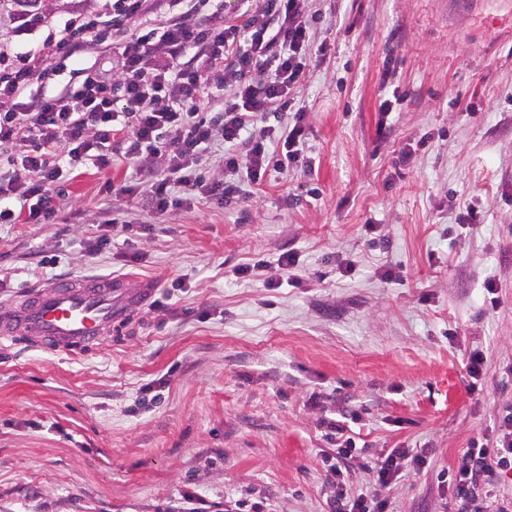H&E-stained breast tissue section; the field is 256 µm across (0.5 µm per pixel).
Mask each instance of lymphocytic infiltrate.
Returning <instances> with one entry per match:
<instances>
[{
  "label": "lymphocytic infiltrate",
  "instance_id": "lymphocytic-infiltrate-1",
  "mask_svg": "<svg viewBox=\"0 0 512 512\" xmlns=\"http://www.w3.org/2000/svg\"><path fill=\"white\" fill-rule=\"evenodd\" d=\"M166 2L159 28L123 37L111 71L88 72L79 91L24 99L58 54L92 38L94 23L76 18L0 71V146L20 149L18 164L0 171V224L49 223L52 185L88 161L108 167L111 146L152 175L146 205L161 214L194 199H239L242 179L260 181L271 168H309L299 147L308 0H239L237 14L206 23L194 21L192 0ZM218 97L224 107L215 112ZM272 111L292 113V125L269 126ZM218 139L223 174L213 179L202 173V153ZM354 447L349 437L338 445L330 512H388L384 489L402 469L427 463L410 449H392L372 468L374 488L354 494L342 468ZM511 473L512 405L499 413L494 439L472 442L462 454L448 483L459 512L473 507L480 486Z\"/></svg>",
  "mask_w": 512,
  "mask_h": 512
}]
</instances>
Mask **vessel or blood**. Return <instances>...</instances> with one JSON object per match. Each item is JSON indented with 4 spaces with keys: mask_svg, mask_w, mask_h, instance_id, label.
<instances>
[{
    "mask_svg": "<svg viewBox=\"0 0 512 512\" xmlns=\"http://www.w3.org/2000/svg\"><path fill=\"white\" fill-rule=\"evenodd\" d=\"M155 289L153 280L131 276L45 281L0 309V340L22 338L50 352H89L122 329Z\"/></svg>",
    "mask_w": 512,
    "mask_h": 512,
    "instance_id": "obj_1",
    "label": "vessel or blood"
}]
</instances>
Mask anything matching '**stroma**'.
Masks as SVG:
<instances>
[{
    "mask_svg": "<svg viewBox=\"0 0 512 512\" xmlns=\"http://www.w3.org/2000/svg\"><path fill=\"white\" fill-rule=\"evenodd\" d=\"M112 2L57 0L39 26L0 31V47L28 51ZM308 11L325 50L303 81L311 170L268 171L240 202L199 201L144 231L149 176L116 151L53 187V223L0 226V304L80 275L158 284L96 352L0 342V512H160L186 492L243 512H328L337 424L355 433L351 492L372 484L373 456L410 448L427 465L385 489L392 512H458L447 476L512 403V0ZM98 33L27 96L109 67L117 39ZM389 86L402 102L384 115ZM107 181L134 230L92 254ZM471 208L481 222L468 227ZM288 251L298 267L279 287L238 273ZM389 268L402 278L384 279ZM473 350L488 360L477 394Z\"/></svg>",
    "mask_w": 512,
    "mask_h": 512,
    "instance_id": "35a3bbf8",
    "label": "stroma"
}]
</instances>
